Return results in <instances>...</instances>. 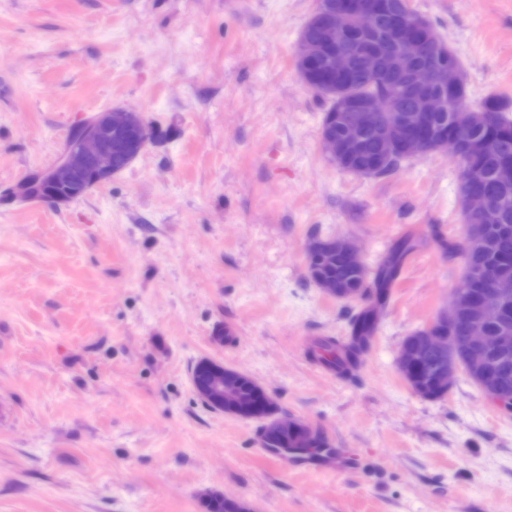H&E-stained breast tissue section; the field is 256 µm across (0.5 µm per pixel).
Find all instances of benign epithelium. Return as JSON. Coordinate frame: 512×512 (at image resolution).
I'll return each instance as SVG.
<instances>
[{
    "label": "benign epithelium",
    "mask_w": 512,
    "mask_h": 512,
    "mask_svg": "<svg viewBox=\"0 0 512 512\" xmlns=\"http://www.w3.org/2000/svg\"><path fill=\"white\" fill-rule=\"evenodd\" d=\"M380 14L375 0H344L336 15L325 19L315 18L322 29L320 41L299 39L296 62L311 66L323 61L329 74L342 75L349 67L352 54L362 48L359 42L349 40L354 30L366 32L373 29ZM388 31L399 45V50L389 59L391 67L407 76L409 87L421 100L416 117L405 116L392 109L389 100L383 103L350 99L342 110L348 113L343 136L338 139L323 132L321 140L328 159L334 163L359 150L362 133L374 123V113L385 116L382 127L384 141L382 154L393 157L394 150L402 146L407 152L420 155L449 152L459 155L458 142L442 133L438 136L428 130L426 113L440 112L451 105L448 95L461 81L459 71L448 61L434 55L427 65H416L425 44L436 39V32L421 17L395 12L388 18ZM151 140V131L142 115L127 109L98 112L82 121L71 133L61 155L48 167L27 174L14 188V196L22 200H50L57 203L71 202L89 189L109 181L120 172L116 162L120 158L132 162ZM480 180L476 171L469 172L462 194L466 212L492 213L494 204L476 191ZM331 247L353 266L363 265L358 249L345 239H335ZM512 302V274L495 272L487 277L486 288L475 299L468 327L462 336H437L426 334L402 342L397 366L403 377H408L418 366L419 351L436 353L441 358L438 379L441 385L452 384L458 371L470 367L481 378L479 386L485 396L499 408L512 412V394L505 387L490 381L486 371L496 363L491 357L512 348V333L490 334L487 325L502 318ZM213 379L205 391L195 390L212 408L224 411V405L236 399L235 386L227 375L237 370L212 362Z\"/></svg>",
    "instance_id": "7a95c632"
}]
</instances>
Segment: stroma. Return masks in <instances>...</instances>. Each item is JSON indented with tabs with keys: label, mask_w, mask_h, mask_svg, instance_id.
Returning a JSON list of instances; mask_svg holds the SVG:
<instances>
[{
	"label": "stroma",
	"mask_w": 512,
	"mask_h": 512,
	"mask_svg": "<svg viewBox=\"0 0 512 512\" xmlns=\"http://www.w3.org/2000/svg\"><path fill=\"white\" fill-rule=\"evenodd\" d=\"M472 98L512 104V0H411ZM315 0H0V512H512V412L458 372L412 392L400 343L447 310L466 232L451 156L387 178L339 170L295 60ZM113 107L155 138L65 204L10 190ZM420 249L353 376L312 356L359 301L309 278L312 240L375 265ZM246 373L326 447L284 459L260 421L216 412L191 370ZM349 467H339L343 456Z\"/></svg>",
	"instance_id": "stroma-1"
}]
</instances>
